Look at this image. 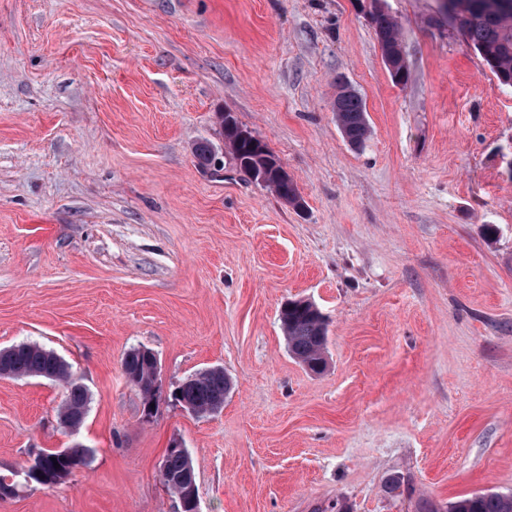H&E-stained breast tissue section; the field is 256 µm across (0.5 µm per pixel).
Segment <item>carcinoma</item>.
Here are the masks:
<instances>
[{"label":"carcinoma","mask_w":512,"mask_h":512,"mask_svg":"<svg viewBox=\"0 0 512 512\" xmlns=\"http://www.w3.org/2000/svg\"><path fill=\"white\" fill-rule=\"evenodd\" d=\"M470 16L462 23V35L481 55L502 87L512 88V0H467ZM381 52L391 53L401 46L399 23L389 11L377 6L370 13ZM336 123L346 141L360 147L370 135L365 104L355 92H338L333 104ZM224 140L229 143L237 167L245 173L261 162L270 166L266 187L286 204L298 207L300 194L293 179L280 174L281 162L270 151L260 148L258 142L239 137L238 127L223 126ZM289 353L307 370L319 374L326 370L327 321L318 307L304 299L285 302L279 314ZM127 380L136 387L142 405L156 400L158 386L149 358L142 349L130 350L122 360ZM0 371L14 379L38 377L60 381L67 385V395L60 415L69 421L72 430H78L88 413L89 394L85 386L73 376L70 366L56 352L36 344H18L9 347L0 356ZM231 389V380L224 369L213 367L200 375H192L178 386L171 397L183 407L198 413L213 410L224 402ZM55 451L40 453L34 465L44 470L37 484L53 487L71 474L68 465L60 472L54 467ZM163 483L179 499L184 497L181 483L183 473L192 465L190 457L180 451L167 450L164 458ZM416 512H512V493L480 492L458 497L445 503L419 498Z\"/></svg>","instance_id":"obj_1"}]
</instances>
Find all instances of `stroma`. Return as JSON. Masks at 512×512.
<instances>
[{
	"mask_svg": "<svg viewBox=\"0 0 512 512\" xmlns=\"http://www.w3.org/2000/svg\"><path fill=\"white\" fill-rule=\"evenodd\" d=\"M400 23L396 84L366 13ZM367 109L361 147L337 80ZM281 160L297 210L237 168L219 113ZM209 142L204 168L194 146ZM498 229L484 235V225ZM328 321L324 373L289 353L287 299ZM55 351L89 392L0 378V512H415L512 491V88L437 0H0V349ZM157 356L144 419L122 359ZM223 367V408L170 395ZM83 445L47 489L25 470ZM412 495L390 496L387 475ZM341 88V90H340ZM345 86L339 83V90L333 104L336 123L346 141L354 147H360L370 135L366 118L365 104L355 92L344 93ZM170 447L178 451L167 449L164 458L165 472L162 474V481L167 488L177 497L180 505L181 498H184V487L181 483L183 473L190 467L193 468L189 455H184L181 450L184 446L178 438L171 441ZM189 468L185 477L187 485V498L190 499L188 507L192 512H198V496L196 487V476L193 469ZM181 509V505H180ZM182 510V509H181Z\"/></svg>",
	"mask_w": 512,
	"mask_h": 512,
	"instance_id": "35a3bbf8",
	"label": "stroma"
}]
</instances>
